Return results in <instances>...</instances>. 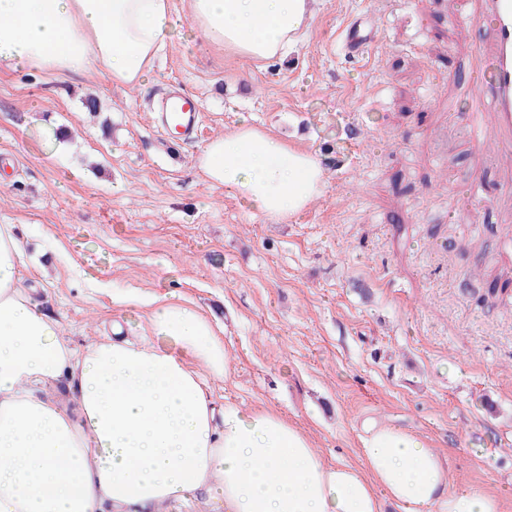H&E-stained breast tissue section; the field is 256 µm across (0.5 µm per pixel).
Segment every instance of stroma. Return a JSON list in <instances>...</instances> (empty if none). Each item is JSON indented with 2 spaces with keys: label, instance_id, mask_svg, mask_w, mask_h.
Listing matches in <instances>:
<instances>
[{
  "label": "stroma",
  "instance_id": "1",
  "mask_svg": "<svg viewBox=\"0 0 512 512\" xmlns=\"http://www.w3.org/2000/svg\"><path fill=\"white\" fill-rule=\"evenodd\" d=\"M172 3L178 33L140 86L0 64V224L25 285L77 347L147 334L118 296L177 294L232 356L217 400L283 416L328 463L359 465L365 421L400 428L512 512V303L485 295L507 261L500 174L459 119L485 30L448 20L472 0H315L299 48L261 66ZM357 20L375 41L352 57ZM173 87L202 103L195 141L154 125ZM244 117L325 170L288 221L197 168Z\"/></svg>",
  "mask_w": 512,
  "mask_h": 512
}]
</instances>
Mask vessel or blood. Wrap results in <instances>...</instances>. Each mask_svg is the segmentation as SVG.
I'll list each match as a JSON object with an SVG mask.
<instances>
[{"instance_id":"1","label":"vessel or blood","mask_w":512,"mask_h":512,"mask_svg":"<svg viewBox=\"0 0 512 512\" xmlns=\"http://www.w3.org/2000/svg\"><path fill=\"white\" fill-rule=\"evenodd\" d=\"M488 31L485 65L472 69L473 105L467 131L477 143L492 140L498 153L512 155V0H478ZM202 105L194 95L174 91L158 106V125L181 138L193 137Z\"/></svg>"}]
</instances>
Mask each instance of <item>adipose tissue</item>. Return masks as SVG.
Listing matches in <instances>:
<instances>
[{"label":"adipose tissue","instance_id":"adipose-tissue-1","mask_svg":"<svg viewBox=\"0 0 512 512\" xmlns=\"http://www.w3.org/2000/svg\"><path fill=\"white\" fill-rule=\"evenodd\" d=\"M192 27L225 53L266 63L292 51L312 0H187ZM176 29L172 0H0V63L52 74L105 70L133 87ZM205 180L256 214L287 220L321 195L315 154L241 120L209 142ZM13 225L0 224V512H160L197 500L218 512H500L455 486L419 437L362 439V464H325L272 411L216 405L230 354L177 297L151 300L152 335L178 352L102 337L75 348L26 290Z\"/></svg>","mask_w":512,"mask_h":512}]
</instances>
